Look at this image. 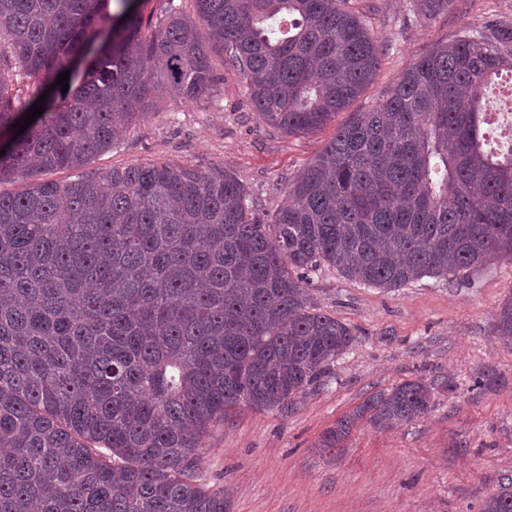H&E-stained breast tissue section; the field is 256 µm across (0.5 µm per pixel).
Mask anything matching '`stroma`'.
I'll list each match as a JSON object with an SVG mask.
<instances>
[{
	"instance_id": "35a3bbf8",
	"label": "stroma",
	"mask_w": 512,
	"mask_h": 512,
	"mask_svg": "<svg viewBox=\"0 0 512 512\" xmlns=\"http://www.w3.org/2000/svg\"><path fill=\"white\" fill-rule=\"evenodd\" d=\"M413 3L348 0L378 40L380 67L320 131L288 136L268 126L251 110L241 76L220 64L212 99L160 100L90 170L164 160L221 166L245 186L260 215L272 217L337 126L377 106L419 56L487 21L512 23V0H453L427 15L414 14ZM309 292L357 339L331 380L292 410L243 406L203 438L199 478L223 490L228 512H479L512 482V345L493 330L500 303L512 295V262L450 282L426 277L392 292L326 267ZM487 371L497 373L498 384L474 387ZM418 378L435 387L425 415L394 429L363 418L340 447H320L325 432L374 392Z\"/></svg>"
}]
</instances>
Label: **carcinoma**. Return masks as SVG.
<instances>
[{
  "label": "carcinoma",
  "instance_id": "carcinoma-1",
  "mask_svg": "<svg viewBox=\"0 0 512 512\" xmlns=\"http://www.w3.org/2000/svg\"><path fill=\"white\" fill-rule=\"evenodd\" d=\"M110 0H0V512H227L199 483L198 449L245 405L285 411L356 338L321 312L327 266L384 291L512 261V147L487 148L485 89L512 72V24L464 31L406 69L371 112L337 129L265 222L239 179L171 161L84 168L166 95L216 90V53L252 111L313 132L374 79L380 47L346 0H175L149 36L139 0L74 67ZM453 0H415L419 13ZM69 87L24 134L13 124L60 73ZM494 329L512 343V296ZM432 386L369 396L319 443L369 417L426 414ZM480 512H512V482Z\"/></svg>",
  "mask_w": 512,
  "mask_h": 512
}]
</instances>
